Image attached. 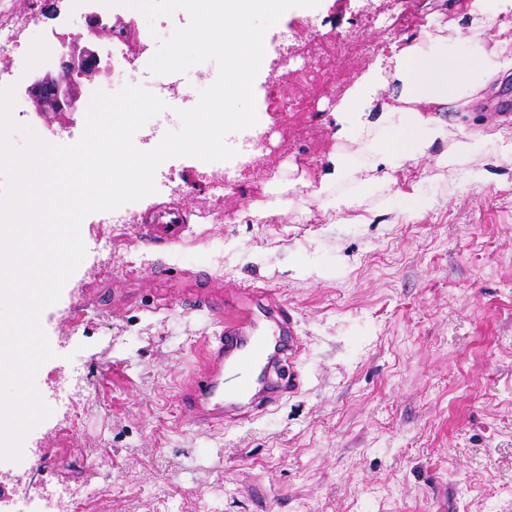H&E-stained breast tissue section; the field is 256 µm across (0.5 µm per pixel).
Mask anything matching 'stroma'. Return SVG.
Listing matches in <instances>:
<instances>
[{"label": "stroma", "mask_w": 512, "mask_h": 512, "mask_svg": "<svg viewBox=\"0 0 512 512\" xmlns=\"http://www.w3.org/2000/svg\"><path fill=\"white\" fill-rule=\"evenodd\" d=\"M469 2L320 0L283 13L264 35L269 65L253 83L267 164L171 158L155 173L156 193L129 204L130 223L104 212L83 220L86 255L40 315L54 357L36 387L52 413L26 436V463H0L17 476L9 512H57L52 490L88 484L100 491L95 512H512V77L440 115L450 131L485 134L480 155L450 171L437 164L450 143L437 141L391 186L370 190L365 180L386 172L366 145L337 138L338 97H315L296 76L271 80L283 64L321 60L349 88L425 30L436 49L468 54L477 24L512 25L494 0L473 20ZM28 12L0 87L34 71L30 46L85 30L80 0H0V24ZM390 15L395 32L366 30L337 56V35ZM206 71L217 74L216 64L182 73L185 93L164 110L162 131L179 128L176 111L198 98ZM275 96L312 101L303 130L279 134ZM340 154L353 173L336 179ZM319 188L351 208L321 206L311 196ZM254 204L266 218L250 217ZM164 207L186 216L180 244L138 233ZM182 271L201 288L278 290L305 343L300 394L245 425L203 429L181 416L178 383L201 340L221 331L178 302L154 309L156 288L176 287ZM129 281L133 305L112 291ZM88 298L97 310L80 316ZM79 374L85 415L73 431L61 404Z\"/></svg>", "instance_id": "stroma-1"}]
</instances>
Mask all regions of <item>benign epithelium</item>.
Returning <instances> with one entry per match:
<instances>
[{"label":"benign epithelium","instance_id":"benign-epithelium-1","mask_svg":"<svg viewBox=\"0 0 512 512\" xmlns=\"http://www.w3.org/2000/svg\"><path fill=\"white\" fill-rule=\"evenodd\" d=\"M82 2L85 31L71 38L57 36L56 67L32 74L23 83L25 100L53 135L76 126L77 115L87 104L88 90L98 84L101 76L112 73L111 63L101 61V43L112 40L118 29L124 32L127 43L136 41L133 21L102 9L96 0Z\"/></svg>","mask_w":512,"mask_h":512}]
</instances>
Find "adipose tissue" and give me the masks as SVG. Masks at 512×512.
Masks as SVG:
<instances>
[{
    "mask_svg": "<svg viewBox=\"0 0 512 512\" xmlns=\"http://www.w3.org/2000/svg\"><path fill=\"white\" fill-rule=\"evenodd\" d=\"M476 38L493 40L494 51L461 55L431 51L418 42L401 47L388 63L370 64L336 108L338 135L351 142L362 141L373 102L394 80L400 85L398 100L402 105L399 138L372 143L383 166L400 169L422 158L430 144L445 139L451 140L452 146L440 158V166L451 168L476 155L482 146L480 137L463 130L449 135L447 124L434 115L437 106L460 99L472 85L502 73L512 74V27L502 25L489 34L481 30Z\"/></svg>",
    "mask_w": 512,
    "mask_h": 512,
    "instance_id": "adipose-tissue-1",
    "label": "adipose tissue"
}]
</instances>
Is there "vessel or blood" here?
Here are the masks:
<instances>
[{
  "label": "vessel or blood",
  "instance_id": "1",
  "mask_svg": "<svg viewBox=\"0 0 512 512\" xmlns=\"http://www.w3.org/2000/svg\"><path fill=\"white\" fill-rule=\"evenodd\" d=\"M187 226L174 208L159 211L140 225V236L147 242L170 246L183 241ZM183 301L197 311L215 316L222 325L218 338L206 340L200 349L199 371L191 373L178 385L182 416L193 424L211 428L227 422L254 420L284 394L299 393L305 381L302 372L289 377L287 385L264 387L257 375L259 368L279 359L275 347L282 337H290L288 358L300 362L304 342L294 330V317L275 294L247 286L224 294L220 289L201 291L195 288L162 289L159 303L168 306ZM264 309L270 322L268 332H261L257 309ZM233 370L242 386L238 396L225 398L224 374Z\"/></svg>",
  "mask_w": 512,
  "mask_h": 512
}]
</instances>
